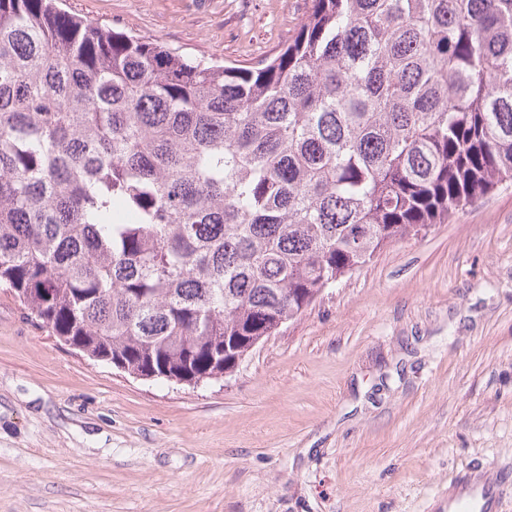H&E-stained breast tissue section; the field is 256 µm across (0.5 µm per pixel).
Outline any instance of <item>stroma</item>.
<instances>
[{"label": "stroma", "mask_w": 512, "mask_h": 512, "mask_svg": "<svg viewBox=\"0 0 512 512\" xmlns=\"http://www.w3.org/2000/svg\"><path fill=\"white\" fill-rule=\"evenodd\" d=\"M250 63L310 0H58ZM512 471V185L392 244L198 386L64 345L0 286V512H448Z\"/></svg>", "instance_id": "1"}]
</instances>
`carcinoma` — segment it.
Here are the masks:
<instances>
[{
	"instance_id": "cac0c4a2",
	"label": "carcinoma",
	"mask_w": 512,
	"mask_h": 512,
	"mask_svg": "<svg viewBox=\"0 0 512 512\" xmlns=\"http://www.w3.org/2000/svg\"><path fill=\"white\" fill-rule=\"evenodd\" d=\"M512 182V0H311L256 65L0 0V284L136 377L231 373Z\"/></svg>"
}]
</instances>
